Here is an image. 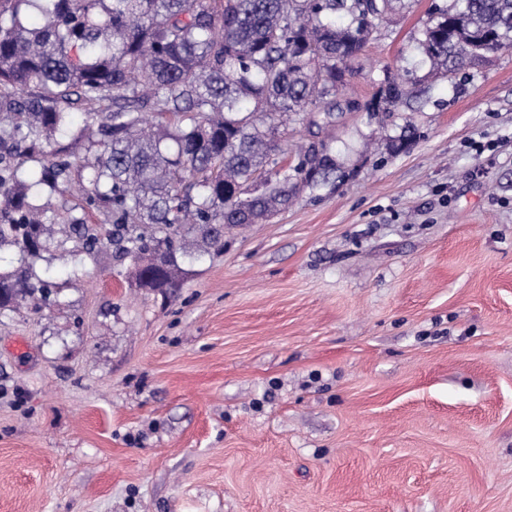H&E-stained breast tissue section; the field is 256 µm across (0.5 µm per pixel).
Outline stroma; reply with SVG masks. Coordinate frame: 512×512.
Masks as SVG:
<instances>
[{"label": "stroma", "instance_id": "35a3bbf8", "mask_svg": "<svg viewBox=\"0 0 512 512\" xmlns=\"http://www.w3.org/2000/svg\"><path fill=\"white\" fill-rule=\"evenodd\" d=\"M405 0L338 103L407 79L405 152L224 233L178 288L109 254L0 314V512H512V49L432 78Z\"/></svg>", "mask_w": 512, "mask_h": 512}]
</instances>
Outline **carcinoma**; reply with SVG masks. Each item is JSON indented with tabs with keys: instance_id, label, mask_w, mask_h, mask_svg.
<instances>
[{
	"instance_id": "obj_1",
	"label": "carcinoma",
	"mask_w": 512,
	"mask_h": 512,
	"mask_svg": "<svg viewBox=\"0 0 512 512\" xmlns=\"http://www.w3.org/2000/svg\"><path fill=\"white\" fill-rule=\"evenodd\" d=\"M394 0H0V313L54 302L36 263L111 251L145 286L224 247L330 182L335 137L279 165L281 122L336 126V92ZM453 82L495 44L512 49V0L436 5L417 40ZM350 111L408 99L385 70ZM84 110L75 125L77 109ZM413 133L388 135L399 154ZM260 182L247 196L243 190Z\"/></svg>"
}]
</instances>
